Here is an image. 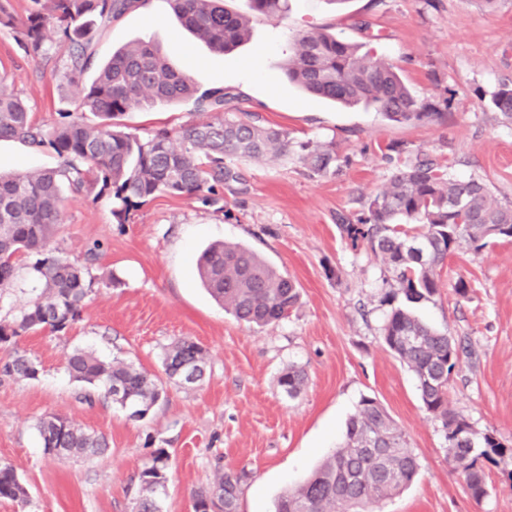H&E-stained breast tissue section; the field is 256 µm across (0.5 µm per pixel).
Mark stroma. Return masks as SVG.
I'll use <instances>...</instances> for the list:
<instances>
[{"mask_svg": "<svg viewBox=\"0 0 512 512\" xmlns=\"http://www.w3.org/2000/svg\"><path fill=\"white\" fill-rule=\"evenodd\" d=\"M0 79L30 106L31 118L53 127L80 106L55 72V59L27 56L15 22L32 0H0ZM249 14L248 41L211 51L176 19L167 0L113 18L95 50L142 40L158 46L199 90L220 88L238 112L282 129L291 151L331 144L349 163L333 176L310 174L296 160L243 161V194L225 193L223 210L185 195L158 193L114 216L107 197L65 192L64 222L54 235L62 256L89 261L95 278L81 316L62 332L39 329L17 340L34 360L33 380L0 377V463L28 490L26 503L0 500V512H133L139 475L153 453L170 455L158 497L162 512H193L196 492L218 471L250 472L239 512H274L280 494L302 483L342 441L361 396L377 398L417 454L418 479L384 501L380 512H512V239L481 252L462 248L438 266L439 288L414 308L426 323L464 346L452 373L451 408L477 435L502 443L486 462L487 496L466 493L438 421L424 409L411 371L384 345L381 329L401 302L389 273L365 244L341 238V218H354L385 187L400 156L423 152L462 179L483 181L499 202H512V126L491 107L512 78V0H287L285 11L250 14L247 0H224ZM368 30H359V22ZM325 27L393 62L422 102L450 99L446 122L392 123L374 110L343 108L305 94L282 65L301 32ZM191 102L155 103L128 111L124 131L179 135L201 121ZM52 151L0 140V170L55 168ZM215 241L251 246L297 283L288 317L257 328L237 321L200 287L196 261ZM467 284L457 295V281ZM188 336L207 352L203 381L168 385L143 420L101 399L81 400L66 370L76 348L161 373L165 345ZM295 365L308 380L296 397L277 379ZM48 415L102 432L106 455L65 458L46 452L35 428Z\"/></svg>", "mask_w": 512, "mask_h": 512, "instance_id": "35a3bbf8", "label": "stroma"}]
</instances>
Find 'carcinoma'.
Returning a JSON list of instances; mask_svg holds the SVG:
<instances>
[{
  "label": "carcinoma",
  "instance_id": "1",
  "mask_svg": "<svg viewBox=\"0 0 512 512\" xmlns=\"http://www.w3.org/2000/svg\"><path fill=\"white\" fill-rule=\"evenodd\" d=\"M146 0H34L35 8L20 23L18 40L25 53L42 58L49 53L46 31L62 32L57 45L63 77L78 93L81 105L100 122L84 123L71 112L46 130L34 124L27 104L0 85V139H16L34 149L49 148L61 164L22 173L0 172V300L14 289L17 257L36 256L31 273L40 283L35 298L0 319V346L41 328L62 332L80 317L92 292L89 268L56 254L52 238L63 223L62 190L79 194L86 188L108 196L112 214L122 216L135 201L158 192L195 195L207 206L224 201L219 190H248L239 158L291 154L288 133L263 125L253 116L242 119L224 111L230 102L221 90L197 93L191 79L175 70L159 48L132 41L95 66L92 47L100 26ZM178 21L215 52L237 48L249 38L246 16L224 7V0H170ZM255 14H276L284 0H248ZM96 68L90 84L81 77ZM283 71L307 94L345 106L363 104L390 122H443L448 113L433 103L418 101L403 82L395 64L346 42L326 28L298 35ZM191 100L197 112L213 119L192 122L173 143L167 131L147 137L117 131L112 121L142 103ZM491 104L504 123L512 125V82L504 81ZM296 160L311 173L327 176L349 159L332 145L305 144ZM342 238L366 244L390 273V287L405 304L391 309L382 340L418 381L426 412L441 425L448 458L463 486L476 501L487 493L483 461L489 450L502 447L491 434L477 440L472 425L450 408L449 385L460 345L448 333L415 316L410 305L434 295L437 267L454 251L467 246L479 252L502 238H512V204L495 200L480 180H461L449 167L419 153L396 169L389 184L366 203L355 219L341 221ZM204 288L238 320L263 327L288 315L299 291L288 273L248 246L215 243L197 263ZM205 349L188 337H175L164 349L162 374H150L131 362L105 360L92 352H72L66 368L85 388L84 399L98 396L130 411L141 420L165 397L167 385L189 386L204 378ZM0 374L17 379L38 377V365L18 352L0 365ZM307 383L304 369L291 366L279 385L290 398ZM36 428L48 452L90 458L104 454L109 443L96 430L50 415ZM169 454L160 449L140 475L137 512H160L156 493L166 481ZM421 464L405 432L375 398L365 396L350 417L343 444L327 456L309 479L285 491L275 512H376L379 505L419 476ZM249 479L220 472L213 488L196 494L194 512H237L241 488ZM28 491L15 470L0 464V499L26 502Z\"/></svg>",
  "mask_w": 512,
  "mask_h": 512
}]
</instances>
